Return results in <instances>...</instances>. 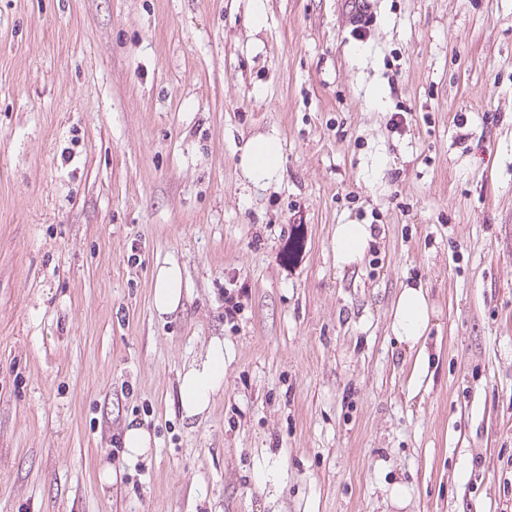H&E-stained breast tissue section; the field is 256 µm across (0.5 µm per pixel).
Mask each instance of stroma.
<instances>
[{
    "mask_svg": "<svg viewBox=\"0 0 512 512\" xmlns=\"http://www.w3.org/2000/svg\"><path fill=\"white\" fill-rule=\"evenodd\" d=\"M262 2L258 29L253 0H0V512L512 506V0ZM339 224L375 227L347 267ZM243 164L253 182L260 183L272 179L283 165L280 140L275 137L252 140L246 147ZM153 289V306L158 315L176 312L183 297L182 270L176 261H166L158 267ZM426 292L418 287H405L400 292L392 317V332L399 342L412 350L421 344L424 350L425 332L431 319ZM419 351V353H420ZM224 367V339L215 336L205 357L180 375L178 394L185 418L208 412L213 396L224 389ZM152 444V435L143 427L135 424L127 427L123 437V448L131 459L147 454Z\"/></svg>",
    "mask_w": 512,
    "mask_h": 512,
    "instance_id": "stroma-1",
    "label": "stroma"
}]
</instances>
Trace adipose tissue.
<instances>
[{
  "mask_svg": "<svg viewBox=\"0 0 512 512\" xmlns=\"http://www.w3.org/2000/svg\"><path fill=\"white\" fill-rule=\"evenodd\" d=\"M244 169L253 182L260 183L276 176L283 165L282 146L278 138H257L248 143L243 156ZM368 224H340L333 234V247L338 266L360 260L373 238ZM183 297L182 270L177 262L168 261L158 267L153 306L157 314L176 312ZM431 309L423 288L406 287L400 292L392 317V332L407 349H414L425 340ZM224 340L213 337L205 357L185 370L179 378L180 408L186 418L207 413L213 397L224 387Z\"/></svg>",
  "mask_w": 512,
  "mask_h": 512,
  "instance_id": "ef3b65f1",
  "label": "adipose tissue"
}]
</instances>
